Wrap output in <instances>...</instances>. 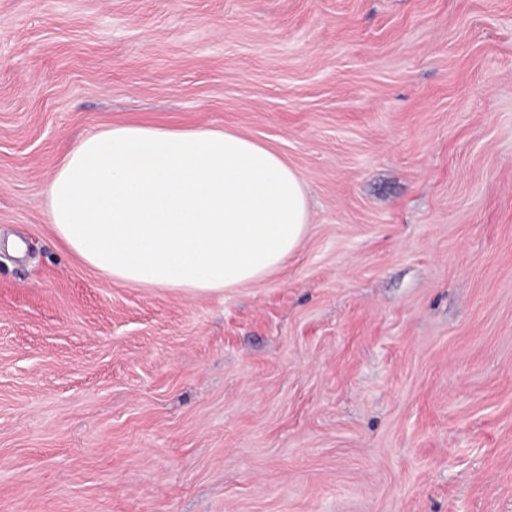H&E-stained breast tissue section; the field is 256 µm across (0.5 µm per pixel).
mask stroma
I'll use <instances>...</instances> for the list:
<instances>
[{"instance_id": "stroma-1", "label": "stroma", "mask_w": 512, "mask_h": 512, "mask_svg": "<svg viewBox=\"0 0 512 512\" xmlns=\"http://www.w3.org/2000/svg\"><path fill=\"white\" fill-rule=\"evenodd\" d=\"M125 122L282 154L297 253L68 252L49 178ZM0 512H512V0H0Z\"/></svg>"}]
</instances>
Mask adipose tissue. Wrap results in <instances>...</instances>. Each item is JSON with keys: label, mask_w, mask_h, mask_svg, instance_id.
Listing matches in <instances>:
<instances>
[{"label": "adipose tissue", "mask_w": 512, "mask_h": 512, "mask_svg": "<svg viewBox=\"0 0 512 512\" xmlns=\"http://www.w3.org/2000/svg\"><path fill=\"white\" fill-rule=\"evenodd\" d=\"M57 238L109 279L188 296L279 270L310 224L306 180L229 129L115 124L83 137L47 185Z\"/></svg>", "instance_id": "adipose-tissue-1"}]
</instances>
